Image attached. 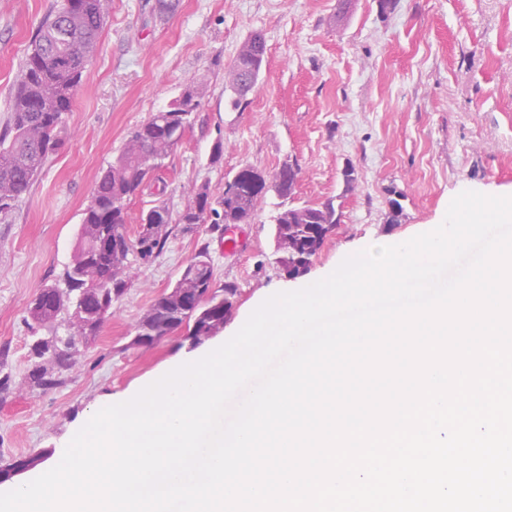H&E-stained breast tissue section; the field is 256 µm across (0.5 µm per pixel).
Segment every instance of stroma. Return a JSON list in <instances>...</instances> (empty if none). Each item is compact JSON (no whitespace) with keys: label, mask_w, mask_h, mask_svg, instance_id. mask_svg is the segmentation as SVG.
<instances>
[{"label":"stroma","mask_w":512,"mask_h":512,"mask_svg":"<svg viewBox=\"0 0 512 512\" xmlns=\"http://www.w3.org/2000/svg\"><path fill=\"white\" fill-rule=\"evenodd\" d=\"M57 0H0V132L38 27ZM112 0L98 50L75 92L61 145L38 179L0 215V463L19 456L51 460L75 425L107 396L134 389L188 355L181 332L150 348L132 346L140 318L171 289L200 249L214 285L234 284L236 310L220 332L263 295L288 285L278 263L273 218L281 200L267 193L250 224L227 248L223 225L170 226L162 251L130 257L126 292L98 336L80 345L63 383L30 389V344L68 334L66 320L38 325L27 308L40 288L60 282L78 241L82 213L100 173L129 133L188 88L199 105L167 160L162 180L128 205L129 236L143 211L163 202L180 215L196 186L216 195L224 179L250 165L272 174L299 169L294 201L332 198L342 219L313 260L307 279L333 271L369 238L401 240L442 223L459 193H512V0ZM266 57L241 112L229 110L225 72L251 33ZM220 159H213L215 145ZM355 181L345 185L343 172ZM401 193L403 216L388 220Z\"/></svg>","instance_id":"1"}]
</instances>
